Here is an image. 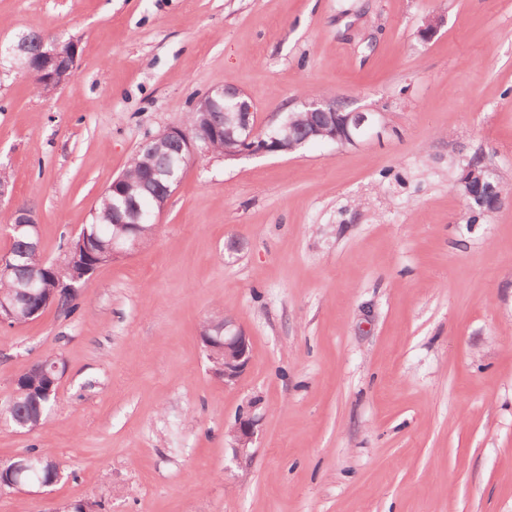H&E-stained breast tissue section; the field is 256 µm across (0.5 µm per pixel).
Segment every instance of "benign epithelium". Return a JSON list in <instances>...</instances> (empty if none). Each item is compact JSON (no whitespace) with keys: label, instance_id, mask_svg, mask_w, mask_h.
I'll return each mask as SVG.
<instances>
[{"label":"benign epithelium","instance_id":"obj_1","mask_svg":"<svg viewBox=\"0 0 512 512\" xmlns=\"http://www.w3.org/2000/svg\"><path fill=\"white\" fill-rule=\"evenodd\" d=\"M77 55L76 50L67 56L48 51L38 61L22 64L19 70L29 73L39 83L58 90L75 76ZM224 98L235 101L234 106L224 113V137L236 142L237 149L233 151L235 157L245 152H288L309 140H325L339 145L354 144L378 128L375 112H343L336 108V102L332 100H314L305 104L306 111L313 114V119L302 137L294 138L290 132L291 123L280 118L268 126V134L264 138L258 135L252 123V106L246 95L237 89L226 88ZM459 184L465 197L484 210L492 211L503 202L495 173L487 166L475 167L469 164L463 167ZM12 221L15 229L25 228L29 237L39 238V224L32 209L20 206L15 208ZM213 327L223 332V335L211 336L202 341L212 364L211 372L215 378L224 381L226 386L236 384L245 375L251 362L249 336L228 319L213 324ZM258 422L259 419L252 411L241 413L230 432L235 442V452H247Z\"/></svg>","mask_w":512,"mask_h":512}]
</instances>
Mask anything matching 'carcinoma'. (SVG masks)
I'll return each instance as SVG.
<instances>
[{
    "label": "carcinoma",
    "instance_id": "carcinoma-1",
    "mask_svg": "<svg viewBox=\"0 0 512 512\" xmlns=\"http://www.w3.org/2000/svg\"><path fill=\"white\" fill-rule=\"evenodd\" d=\"M11 50L35 61L42 56L43 35L32 31L17 33L12 44H0V59L6 58ZM200 117L199 112L187 113L179 125L180 131L189 136L202 135ZM234 148L236 145L224 139L222 132L206 140V152L210 155H222L224 150ZM188 163L189 160L180 152L178 143L167 129L148 135L124 171L128 196L123 198L108 192L98 200L92 221L87 225L88 232L96 235L91 254L66 250L59 261L52 262L44 258L40 249L32 246L31 239L14 235L11 241L14 266L9 274H0V298L8 303L18 301L20 282L39 269L47 270L42 275L39 293L49 295L56 287V275L66 265L82 264L87 259L96 266L101 265L114 240L125 242L135 236L142 243L151 240L156 233L155 224L143 220L135 228L123 222L120 212L124 211L125 202L133 199L144 211L166 201L176 189L177 182L181 181ZM59 378L60 373L43 363L18 376L13 381L12 398L0 407V421L14 428L24 421L28 431L43 426L56 402ZM59 466L50 449L27 448L14 458L0 461V492L50 483L55 479Z\"/></svg>",
    "mask_w": 512,
    "mask_h": 512
}]
</instances>
